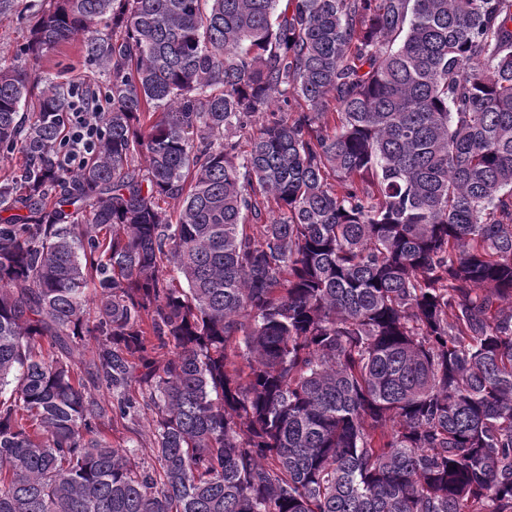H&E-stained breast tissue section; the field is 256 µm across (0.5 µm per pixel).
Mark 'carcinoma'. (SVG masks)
I'll use <instances>...</instances> for the list:
<instances>
[{"instance_id":"carcinoma-1","label":"carcinoma","mask_w":512,"mask_h":512,"mask_svg":"<svg viewBox=\"0 0 512 512\" xmlns=\"http://www.w3.org/2000/svg\"><path fill=\"white\" fill-rule=\"evenodd\" d=\"M34 16L108 80L0 67V512H512V0ZM100 112H67V135L62 143L61 160L66 168H79L98 141ZM151 412L145 411L135 426L129 424V426L133 427L132 429L123 428L120 424L112 431H109L108 438L112 442L114 446H129L135 448H139V453L146 460L150 461L151 459Z\"/></svg>"}]
</instances>
